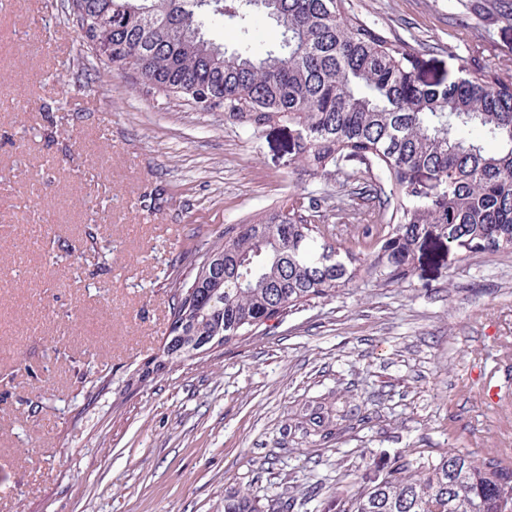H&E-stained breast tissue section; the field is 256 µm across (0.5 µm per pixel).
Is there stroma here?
<instances>
[{
  "instance_id": "35a3bbf8",
  "label": "stroma",
  "mask_w": 512,
  "mask_h": 512,
  "mask_svg": "<svg viewBox=\"0 0 512 512\" xmlns=\"http://www.w3.org/2000/svg\"><path fill=\"white\" fill-rule=\"evenodd\" d=\"M426 82L512 81V0H350ZM145 86L70 0L0 6V512H224L249 489L333 512L401 451L512 448V250L430 235L409 275L356 282L199 358L156 364L174 268L224 230L353 182ZM346 416L328 442L295 425Z\"/></svg>"
}]
</instances>
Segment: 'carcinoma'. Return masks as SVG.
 <instances>
[{"label": "carcinoma", "instance_id": "obj_1", "mask_svg": "<svg viewBox=\"0 0 512 512\" xmlns=\"http://www.w3.org/2000/svg\"><path fill=\"white\" fill-rule=\"evenodd\" d=\"M347 0H77L86 42L143 84L200 112L253 130L296 127L297 160L390 184L378 209H353L375 244L363 259L330 241L318 203L294 202L235 224L172 278L166 362H181L259 332L266 322L362 279H404L428 234L464 253L512 250V82L477 70L428 83L416 62ZM278 28L251 51L256 10ZM234 22L237 47L207 35ZM423 172L435 191L420 188ZM336 512H512V460L485 450L414 451L374 473H355ZM252 493L224 512H289Z\"/></svg>", "mask_w": 512, "mask_h": 512}]
</instances>
